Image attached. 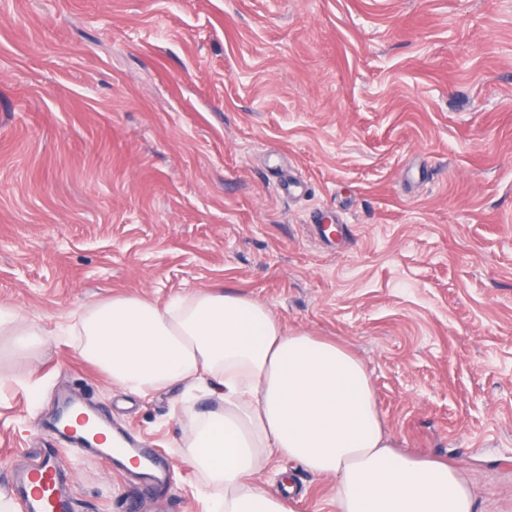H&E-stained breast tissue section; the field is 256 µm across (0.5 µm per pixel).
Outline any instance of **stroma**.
<instances>
[{
  "instance_id": "stroma-1",
  "label": "stroma",
  "mask_w": 512,
  "mask_h": 512,
  "mask_svg": "<svg viewBox=\"0 0 512 512\" xmlns=\"http://www.w3.org/2000/svg\"><path fill=\"white\" fill-rule=\"evenodd\" d=\"M199 288L345 346L398 452L512 512V0H0V307L50 332L0 338V487L79 392L170 472L67 458L76 512H209L176 454L197 403L57 334ZM292 479L290 512H336ZM11 336L12 346L17 352H26L31 349L43 346L46 341V336H50L48 331L40 325H32L27 329L14 331Z\"/></svg>"
}]
</instances>
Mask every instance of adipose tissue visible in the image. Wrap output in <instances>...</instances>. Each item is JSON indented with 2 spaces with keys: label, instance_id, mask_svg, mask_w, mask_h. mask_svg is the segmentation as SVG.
<instances>
[{
  "label": "adipose tissue",
  "instance_id": "adipose-tissue-1",
  "mask_svg": "<svg viewBox=\"0 0 512 512\" xmlns=\"http://www.w3.org/2000/svg\"><path fill=\"white\" fill-rule=\"evenodd\" d=\"M69 334L127 394L177 385L214 399L180 445L213 491L214 512H287L256 480L273 459L332 480L338 512H476L454 468L396 451L363 362L286 330L259 300L230 290L162 303L117 296Z\"/></svg>",
  "mask_w": 512,
  "mask_h": 512
}]
</instances>
